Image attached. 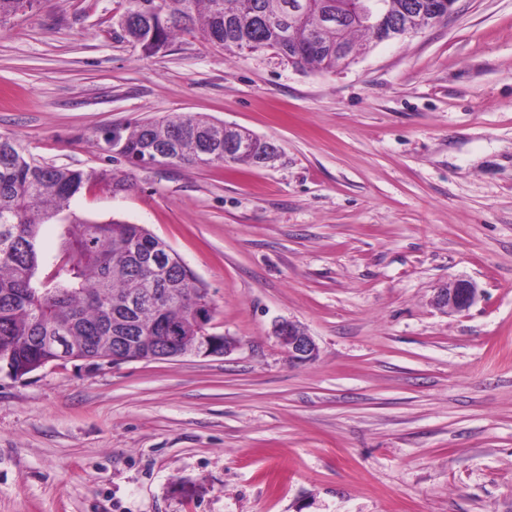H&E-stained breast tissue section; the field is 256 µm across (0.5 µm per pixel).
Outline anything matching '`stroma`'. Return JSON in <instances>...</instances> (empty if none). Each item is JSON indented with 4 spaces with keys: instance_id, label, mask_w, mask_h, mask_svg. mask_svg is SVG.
Here are the masks:
<instances>
[{
    "instance_id": "35a3bbf8",
    "label": "stroma",
    "mask_w": 512,
    "mask_h": 512,
    "mask_svg": "<svg viewBox=\"0 0 512 512\" xmlns=\"http://www.w3.org/2000/svg\"><path fill=\"white\" fill-rule=\"evenodd\" d=\"M124 8L0 25V132L70 168L107 166L99 127L173 112L273 142L265 167L145 169L72 204L164 241L236 346L0 371V512H512V0L331 72L197 31L147 56ZM455 278L483 294L451 316ZM480 293L481 289L476 282L458 278L438 288L434 304L448 314H460L468 311L476 303ZM273 333L291 360L306 363L316 360L319 352L315 339L297 322L286 320L273 327Z\"/></svg>"
}]
</instances>
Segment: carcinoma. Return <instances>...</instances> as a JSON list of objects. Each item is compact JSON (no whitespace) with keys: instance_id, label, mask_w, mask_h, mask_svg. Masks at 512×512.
<instances>
[{"instance_id":"obj_1","label":"carcinoma","mask_w":512,"mask_h":512,"mask_svg":"<svg viewBox=\"0 0 512 512\" xmlns=\"http://www.w3.org/2000/svg\"><path fill=\"white\" fill-rule=\"evenodd\" d=\"M363 0H126L133 20L121 25L124 38L147 55L165 50L181 31L199 27L209 42L226 51L274 48L293 67L336 69V47L351 50L355 36L374 38L373 26L357 6ZM432 0H383L393 26L391 39L421 18ZM41 0H0V25ZM224 143L246 142L224 156L205 152L193 135ZM112 168L71 169L35 158L9 134H0V367L23 376L33 367L58 361L112 362V349L95 336H160L170 323L189 321L208 291L165 242L144 226L119 219L88 220L72 208L85 191L105 184L115 194L134 186V170L163 165L158 146L179 149L175 163L265 165L277 146L246 130L227 128L199 114L180 113L132 125L106 126L95 145ZM53 220L61 251L48 258L41 226ZM152 284L157 296L143 298L129 325L116 323L118 305ZM47 336L62 337V346Z\"/></svg>"}]
</instances>
